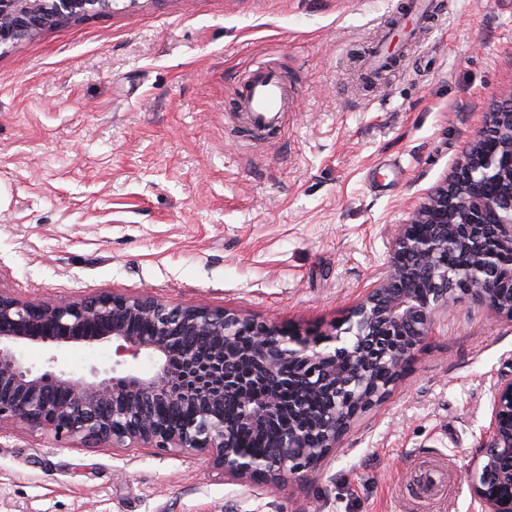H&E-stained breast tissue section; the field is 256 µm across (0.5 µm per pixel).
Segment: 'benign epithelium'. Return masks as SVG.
I'll list each match as a JSON object with an SVG mask.
<instances>
[{
    "mask_svg": "<svg viewBox=\"0 0 512 512\" xmlns=\"http://www.w3.org/2000/svg\"><path fill=\"white\" fill-rule=\"evenodd\" d=\"M115 0H0V50ZM466 298L512 322V93L489 114L450 176L395 229L383 274L316 338L235 309L102 294L54 303L0 289V425L83 444L200 453L235 484L277 487L320 468L362 413L401 377L435 318ZM112 345V376L76 375L64 346ZM45 348L33 371L23 348ZM153 363L144 374L136 363ZM235 414H224L226 399ZM191 406L173 419L165 408ZM266 433L273 457L240 449ZM482 512H512V377L496 385L489 425L465 473Z\"/></svg>",
    "mask_w": 512,
    "mask_h": 512,
    "instance_id": "benign-epithelium-1",
    "label": "benign epithelium"
}]
</instances>
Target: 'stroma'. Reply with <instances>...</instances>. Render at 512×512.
I'll list each match as a JSON object with an SVG mask.
<instances>
[{
	"mask_svg": "<svg viewBox=\"0 0 512 512\" xmlns=\"http://www.w3.org/2000/svg\"><path fill=\"white\" fill-rule=\"evenodd\" d=\"M402 0H116L0 52V289L23 300L147 294L315 336L384 272L390 237L512 88V0H439L367 83L358 61ZM278 70L279 130L234 110ZM79 375L108 345L66 347ZM512 375V323L457 302L321 469L279 490L193 454L85 448L0 427V512H479L465 472Z\"/></svg>",
	"mask_w": 512,
	"mask_h": 512,
	"instance_id": "35a3bbf8",
	"label": "stroma"
}]
</instances>
